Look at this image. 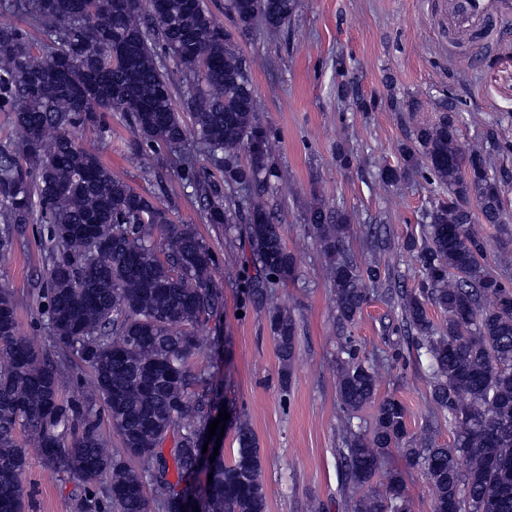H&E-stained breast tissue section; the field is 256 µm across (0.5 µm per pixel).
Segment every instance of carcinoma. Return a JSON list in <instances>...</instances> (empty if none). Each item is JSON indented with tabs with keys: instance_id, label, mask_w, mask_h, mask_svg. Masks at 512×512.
Segmentation results:
<instances>
[{
	"instance_id": "cac0c4a2",
	"label": "carcinoma",
	"mask_w": 512,
	"mask_h": 512,
	"mask_svg": "<svg viewBox=\"0 0 512 512\" xmlns=\"http://www.w3.org/2000/svg\"><path fill=\"white\" fill-rule=\"evenodd\" d=\"M298 0H224L244 34L260 25L282 30ZM15 10L41 41L0 24V112L12 113L0 145V252L21 224L50 225L44 258L49 327L58 347L49 356L17 335L16 304L0 285V512H24L21 476L28 448L51 474L95 483L115 512H267L259 444L248 419L235 423L236 453L199 464L197 444L220 408L221 384L196 369V327L223 313L217 260L194 227L135 191L75 135L107 128L109 112H126L147 143L181 146L189 131L224 154V186L251 192L246 234L260 274L247 296L265 305L283 380L297 355V326L271 285L294 278L283 225L264 191L277 177L275 135L259 117L260 100L237 42L215 22L204 0H15ZM130 54L112 58V43ZM162 49L193 84L175 104L176 87L156 61ZM415 146L400 147V164L381 171L396 182L415 174L443 193L431 200L427 236L418 250L421 280L402 293V315L417 354L428 360L431 416L448 417L452 445L432 426H407L403 402L377 399L380 363L359 356L351 339L336 367L344 447L338 449L348 512H413L403 476L373 486L393 449L421 467L435 496L432 512H512V251L488 261L478 224L512 238L504 178L492 165L499 147L481 137L465 147L457 104L419 123ZM247 163H239L241 151ZM226 195L206 184L199 200L210 224L233 223ZM313 239L330 257L329 281L338 320L353 324L373 289L386 279L377 261L358 263L346 249L349 225L317 198L301 201ZM443 312L437 325L429 307ZM90 372L85 404L65 403L61 378L71 358ZM377 402L372 425L353 423ZM105 408L121 449L105 447L94 404ZM172 442L164 454L166 442ZM147 464L144 474L129 465ZM213 480L201 490L190 478Z\"/></svg>"
}]
</instances>
